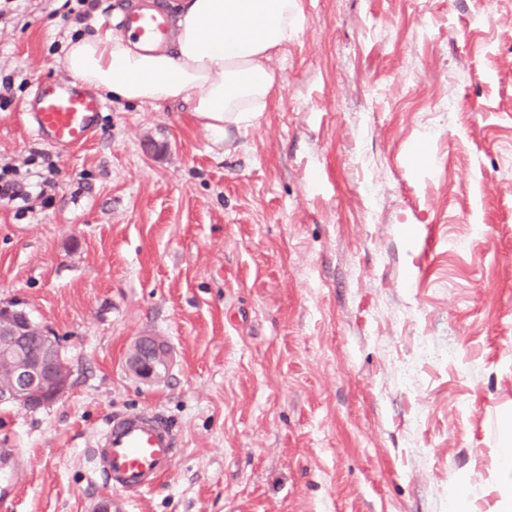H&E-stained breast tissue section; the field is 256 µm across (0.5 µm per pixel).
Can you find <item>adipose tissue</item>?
<instances>
[{
  "label": "adipose tissue",
  "mask_w": 512,
  "mask_h": 512,
  "mask_svg": "<svg viewBox=\"0 0 512 512\" xmlns=\"http://www.w3.org/2000/svg\"><path fill=\"white\" fill-rule=\"evenodd\" d=\"M301 29L300 0H179L170 44L145 52L105 31L69 42L63 64L117 100L190 102L222 136L266 111L277 82L273 55Z\"/></svg>",
  "instance_id": "ef3b65f1"
}]
</instances>
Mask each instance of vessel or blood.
I'll return each mask as SVG.
<instances>
[{
  "instance_id": "1",
  "label": "vessel or blood",
  "mask_w": 512,
  "mask_h": 512,
  "mask_svg": "<svg viewBox=\"0 0 512 512\" xmlns=\"http://www.w3.org/2000/svg\"><path fill=\"white\" fill-rule=\"evenodd\" d=\"M122 35L149 49L168 39L171 17L166 7L126 6L114 17ZM106 104L92 89L70 78H47L37 82L24 109L23 123L43 144L61 153L92 141ZM177 455L176 435L160 413L129 411L110 416L99 431L92 459L99 474L113 490L130 495L154 487L170 472ZM26 462L13 449L0 450V507L14 494L8 474L23 469Z\"/></svg>"
}]
</instances>
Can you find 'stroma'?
<instances>
[{"label": "stroma", "instance_id": "1", "mask_svg": "<svg viewBox=\"0 0 512 512\" xmlns=\"http://www.w3.org/2000/svg\"><path fill=\"white\" fill-rule=\"evenodd\" d=\"M122 3L80 23L78 0H0V166L55 182L32 209L0 202V301L72 368L47 408L0 401V448L29 461L7 512L112 500L90 450L134 410L163 414L179 451L125 512H456L460 488L492 512L512 429V0L490 17L301 0L253 126L216 136L189 103L111 101L98 137L59 153L22 105ZM145 334L172 348L155 385L126 368ZM421 336L440 361L417 358Z\"/></svg>", "mask_w": 512, "mask_h": 512}]
</instances>
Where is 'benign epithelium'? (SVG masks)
<instances>
[{
	"mask_svg": "<svg viewBox=\"0 0 512 512\" xmlns=\"http://www.w3.org/2000/svg\"><path fill=\"white\" fill-rule=\"evenodd\" d=\"M0 361L11 370L3 401L37 410L57 402L70 388L72 370L58 341L45 333L34 335L18 301L0 305ZM169 363L170 348L154 336L139 337L128 361L133 374L150 383L165 377Z\"/></svg>",
	"mask_w": 512,
	"mask_h": 512,
	"instance_id": "benign-epithelium-1",
	"label": "benign epithelium"
}]
</instances>
